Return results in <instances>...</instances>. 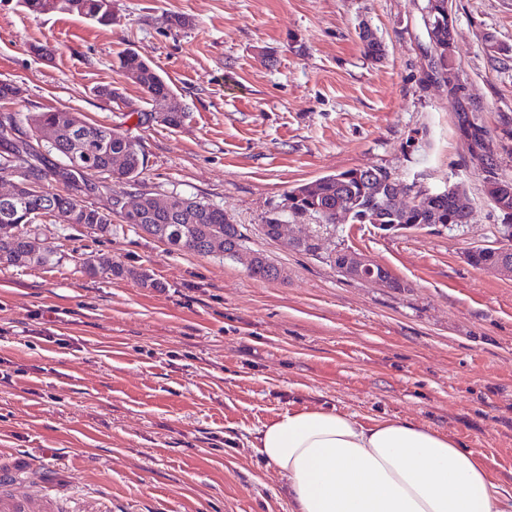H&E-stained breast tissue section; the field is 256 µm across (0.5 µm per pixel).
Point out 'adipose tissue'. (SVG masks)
<instances>
[{
    "instance_id": "obj_1",
    "label": "adipose tissue",
    "mask_w": 512,
    "mask_h": 512,
    "mask_svg": "<svg viewBox=\"0 0 512 512\" xmlns=\"http://www.w3.org/2000/svg\"><path fill=\"white\" fill-rule=\"evenodd\" d=\"M257 448L287 479L291 512H512V488L472 453L400 419L291 410Z\"/></svg>"
}]
</instances>
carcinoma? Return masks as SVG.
<instances>
[{
    "instance_id": "obj_1",
    "label": "carcinoma",
    "mask_w": 512,
    "mask_h": 512,
    "mask_svg": "<svg viewBox=\"0 0 512 512\" xmlns=\"http://www.w3.org/2000/svg\"><path fill=\"white\" fill-rule=\"evenodd\" d=\"M422 19L427 32L426 46L431 49L438 67L434 84L452 91L460 89L461 79L456 75L460 49L454 38V20L448 13V0H424ZM58 11L75 14L102 25L110 24L112 13L107 0H60ZM358 38L364 55L377 61L383 56L382 42L366 24L359 26ZM120 73L138 85L148 97L161 92L175 100L169 112L143 109L137 112L141 125H163L177 128L187 117L185 106L174 95L167 79L159 68L137 51L128 49L118 56ZM458 128L462 132L470 159L480 169L487 201L502 216V223L512 225V177L500 172L491 144L497 138L512 140V116L499 115L498 124L491 128L483 118V106L473 94L461 92L453 104ZM30 122V136L39 131L52 135V142L43 146L31 140L17 144L12 139L0 142V157L4 166L0 172L20 184L18 193L23 197L25 210L40 207L41 198L56 201V207H40L42 212L32 215L30 223L11 224L0 221V261L6 260L18 267H35L49 271L63 258L60 246L41 239L43 221L51 218L69 223L67 212L77 206L82 210L78 225L102 236L112 235V214L127 222L122 209L112 207L104 212L83 204V197L109 195L110 199L122 198L147 216L143 223H132L150 237L173 251H187L201 256L221 259L246 260L247 267L273 271L272 278L286 279L284 272L268 259L250 253L245 247V237L233 224L224 209L195 197L178 193L158 197L147 193L112 191L116 185L132 186L145 170V154L140 138L121 125L97 124L85 120L76 112H43ZM70 125L87 128L86 137L77 142L70 137ZM61 162L56 163L53 157ZM53 177L71 187L72 193L62 194L48 181ZM414 196L419 201L402 202L391 174L377 166L369 174L353 168L301 183L283 196L262 224L264 235L278 239L290 224L311 226L313 244L304 253L320 254V225L371 224L385 234H399L418 230L424 224H467L473 211L470 209L466 189L453 183L439 191L418 187ZM467 263L479 269L497 263L496 255L486 246H474L465 255ZM71 261L91 276L104 278H130L143 285L152 284L150 275L143 269L129 267L112 261L97 252L73 251Z\"/></svg>"
}]
</instances>
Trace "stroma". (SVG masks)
Returning <instances> with one entry per match:
<instances>
[{
    "label": "stroma",
    "instance_id": "stroma-1",
    "mask_svg": "<svg viewBox=\"0 0 512 512\" xmlns=\"http://www.w3.org/2000/svg\"><path fill=\"white\" fill-rule=\"evenodd\" d=\"M108 26L0 0V114L65 108L135 128L137 189L224 209L248 248L281 268L183 251L123 227L46 222L42 237L147 269L153 284L0 263V512H290L284 477L256 449L291 409L371 425L407 421L459 443L512 486V277L464 253L503 226L483 194L446 90L424 79L422 0H110ZM460 74L488 125L512 114V0H448ZM174 16L189 18L185 27ZM368 23L384 56H364ZM39 42L51 59L32 54ZM132 48L185 105L181 127H136L148 98L115 67ZM126 102L102 101L98 86ZM374 164L403 184L464 183L471 223L385 235L348 224L326 240L403 286L339 276L266 238L289 188ZM49 331L53 342L40 337Z\"/></svg>",
    "mask_w": 512,
    "mask_h": 512
}]
</instances>
